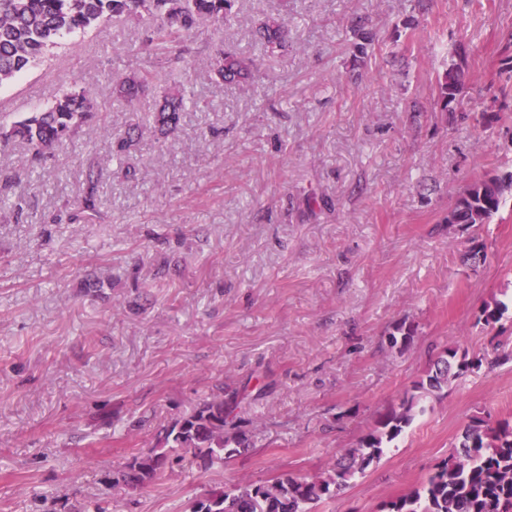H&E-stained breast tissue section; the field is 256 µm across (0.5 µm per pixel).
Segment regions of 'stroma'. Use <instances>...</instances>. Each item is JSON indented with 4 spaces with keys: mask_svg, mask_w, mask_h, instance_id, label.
Returning <instances> with one entry per match:
<instances>
[{
    "mask_svg": "<svg viewBox=\"0 0 512 512\" xmlns=\"http://www.w3.org/2000/svg\"><path fill=\"white\" fill-rule=\"evenodd\" d=\"M238 20L157 67L141 25L62 40L0 87L20 118L85 87L100 109L41 163L0 142V512H187L214 490L331 466L424 378L444 348L481 359L434 394L381 460L316 512H380L447 458L474 415L512 419V208L446 223L485 174L512 173L506 62L512 0H239ZM288 24L285 48L256 41ZM374 42L360 53L353 33ZM466 46L459 102L438 79ZM252 61L216 83L212 51ZM156 68L139 100L178 84V132L144 130L130 156L109 132L132 114L111 79ZM134 176H124L125 167ZM100 174L97 219L52 223ZM485 246L470 261L472 243ZM104 288L84 285L88 275ZM507 304L487 326V302ZM409 342L391 345L398 324ZM247 390L252 448L207 468L175 461L132 489L114 479L204 398Z\"/></svg>",
    "mask_w": 512,
    "mask_h": 512,
    "instance_id": "35a3bbf8",
    "label": "stroma"
}]
</instances>
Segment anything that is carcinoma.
<instances>
[{"instance_id": "carcinoma-1", "label": "carcinoma", "mask_w": 512, "mask_h": 512, "mask_svg": "<svg viewBox=\"0 0 512 512\" xmlns=\"http://www.w3.org/2000/svg\"><path fill=\"white\" fill-rule=\"evenodd\" d=\"M238 0H0V86L11 82L36 63L44 50L58 41L110 22L148 24V43L156 58L169 59L171 53L185 52L190 36L202 26L221 27L238 18ZM256 33L271 50L287 44L285 22L262 23ZM216 81L239 85L251 76L248 58L226 50H216L211 62ZM460 68L452 67L439 79L443 107L457 101L461 92ZM157 73L151 69L134 72L112 83V101L136 111L143 89L153 84ZM186 101L178 86L164 91L154 112L147 115L162 135L177 130ZM98 108L93 93L85 89L62 92L44 110L12 122H0V141L26 144L36 158L61 145L83 127L97 122ZM138 126L111 138L112 154L128 156L137 144ZM87 187L69 221L75 223L97 213L99 174L89 169ZM512 192V174H488L473 183L448 211L450 224H487ZM506 311L501 302L484 305L480 319L497 323ZM480 366L467 353L448 347L414 389L431 393L448 386L460 373ZM248 398L233 391L199 403L191 412L174 421L159 446L136 457L117 481L136 487L158 479L168 460V450L180 448L205 467L231 458L236 449L248 447L243 433L224 434V419ZM416 395L410 394L389 409L375 427L356 445L346 450L328 469L308 478L286 474L260 484L238 485L207 495L223 506L222 512H313L336 494L355 474L364 473L378 462L385 449L413 420ZM385 512H512V422L490 415L473 416L463 426L453 451L437 464L417 487L384 505Z\"/></svg>"}]
</instances>
